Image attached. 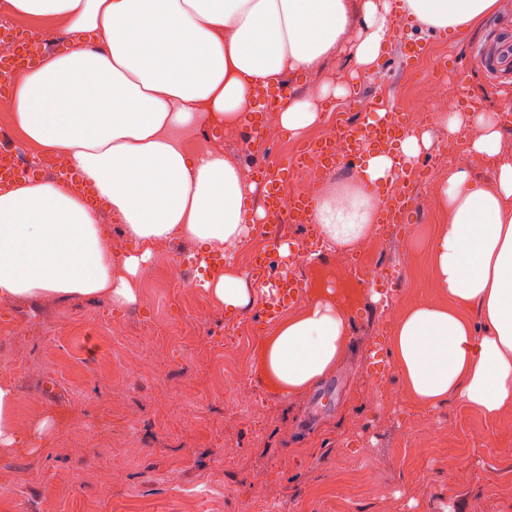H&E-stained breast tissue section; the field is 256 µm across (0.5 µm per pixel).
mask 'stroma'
Masks as SVG:
<instances>
[{
    "label": "stroma",
    "instance_id": "1",
    "mask_svg": "<svg viewBox=\"0 0 512 512\" xmlns=\"http://www.w3.org/2000/svg\"><path fill=\"white\" fill-rule=\"evenodd\" d=\"M398 21L404 36H390L353 95L317 101L319 113L334 109L358 119L382 101L427 107L431 88L448 82L441 62L459 71L466 111L497 114L503 102L512 103V81L491 77L475 60L477 45L512 31V0H498L480 26L453 33L420 30L405 15ZM413 45L426 47L430 58L412 74L406 54ZM249 131L212 127L208 134L247 170L258 163L278 168L297 139L276 124L262 129V152H240ZM438 189L435 182L416 187L424 209L406 226L409 247L382 259L389 270L412 272L400 291L405 311L425 293L446 301L430 258V242L447 220ZM171 252L198 264L138 280L136 300L125 306L106 295L0 306V383L16 393V421L27 432L44 418L54 420L35 447L0 448V494L15 493L18 478L27 481L16 501L0 503V512H257L266 503L273 512H512V408L491 417L453 398L427 407L409 397L396 415L375 405L376 389L405 387L389 354L390 335L377 332L382 306L357 280L338 276L340 251L323 245L303 277L306 300L329 288L341 298L351 322L347 352L318 384L290 395L272 388L249 359L258 398L248 407L231 399L223 362L239 322H251L254 343L262 342V288L246 280L251 306L229 309L203 286L218 268L212 257L178 237L158 246L154 258ZM208 310L214 321H205ZM16 320L26 321V335H9ZM116 321L125 322L124 335H113ZM142 357L152 361L153 373L139 370ZM435 421L449 427L433 441L418 426ZM468 426L485 429L483 445L465 442ZM228 448L237 451L229 461ZM421 448L426 465L437 470L434 481L420 477L410 460ZM442 448L459 458L453 472L438 469ZM375 460L381 467L374 473ZM116 465L127 472L124 483L108 477ZM259 468L271 471L262 489L251 483ZM343 486L351 492L346 503L336 497Z\"/></svg>",
    "mask_w": 512,
    "mask_h": 512
}]
</instances>
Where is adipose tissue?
<instances>
[{
	"instance_id": "obj_1",
	"label": "adipose tissue",
	"mask_w": 512,
	"mask_h": 512,
	"mask_svg": "<svg viewBox=\"0 0 512 512\" xmlns=\"http://www.w3.org/2000/svg\"><path fill=\"white\" fill-rule=\"evenodd\" d=\"M497 0H7L10 12L66 23L70 49L16 82L12 120L28 142L67 153L81 182L104 200L133 249L118 255L97 213L60 183L29 181L0 193V301L88 299L126 304L156 246L175 235L205 254L231 258L249 227L253 185L234 157L190 153L201 123L239 127L254 112L256 88L316 70L342 55L374 65L401 11L427 31L483 21ZM456 134L474 131L478 155L499 159L488 186L452 171L440 188L448 223L430 246L448 301L422 303L398 321L390 354L424 405L456 398L483 414L512 405V162L502 159L495 120L484 113L439 114ZM409 135L394 155L368 156L353 183L320 197L312 221L338 249L374 232L366 187L396 179L394 156L411 162L428 148ZM206 290L228 308L251 294L232 267ZM476 308L481 327L462 309ZM350 343V321L318 299L281 323L261 347L273 385L297 393L316 384Z\"/></svg>"
}]
</instances>
